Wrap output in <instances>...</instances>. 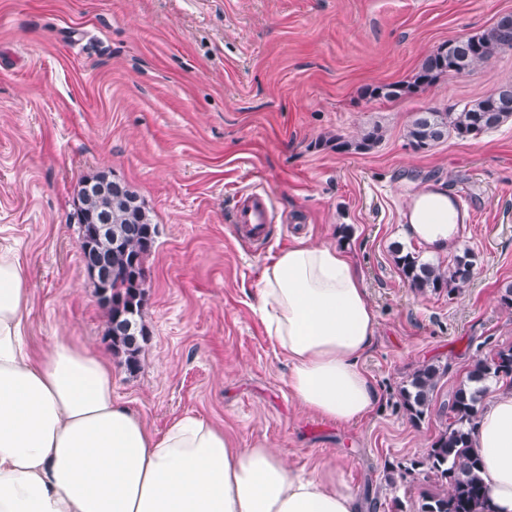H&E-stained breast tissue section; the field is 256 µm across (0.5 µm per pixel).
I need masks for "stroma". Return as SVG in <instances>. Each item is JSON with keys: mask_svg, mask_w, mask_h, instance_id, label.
Here are the masks:
<instances>
[{"mask_svg": "<svg viewBox=\"0 0 512 512\" xmlns=\"http://www.w3.org/2000/svg\"><path fill=\"white\" fill-rule=\"evenodd\" d=\"M512 14V0H0V247L31 288L32 345L65 336L107 352V318L80 257L76 189L100 172L135 190L158 226L146 262L137 370L112 358V396L163 432L181 416L241 446L266 441L296 469L340 462L378 504L417 512L445 484L389 469L421 459L477 359L512 346V119L476 139L427 150L405 133L417 112L512 83V50L480 69L411 88L423 57ZM400 83V98H371ZM372 127L366 152L343 144ZM273 195L271 240L239 242L235 194ZM434 184L469 188L474 221L457 246L472 281L448 294L404 281L395 249H412L400 215ZM347 246L378 331L363 366L379 393L352 425L300 409L288 361L256 311L272 258L299 238ZM447 372L436 411L414 421L398 391L420 366Z\"/></svg>", "mask_w": 512, "mask_h": 512, "instance_id": "stroma-1", "label": "stroma"}]
</instances>
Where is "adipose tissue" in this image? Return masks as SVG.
Masks as SVG:
<instances>
[{
	"mask_svg": "<svg viewBox=\"0 0 512 512\" xmlns=\"http://www.w3.org/2000/svg\"><path fill=\"white\" fill-rule=\"evenodd\" d=\"M402 231L444 252L455 227L423 191ZM257 295L295 403L342 424L370 413L378 391L362 359L378 322L353 255L300 242L266 268ZM30 299L19 259L0 251V512H364L340 466L296 471L266 441L243 448L191 416L154 433L113 400L105 354L61 337L31 352ZM472 451L490 512H512L511 386L488 391Z\"/></svg>",
	"mask_w": 512,
	"mask_h": 512,
	"instance_id": "1",
	"label": "adipose tissue"
}]
</instances>
